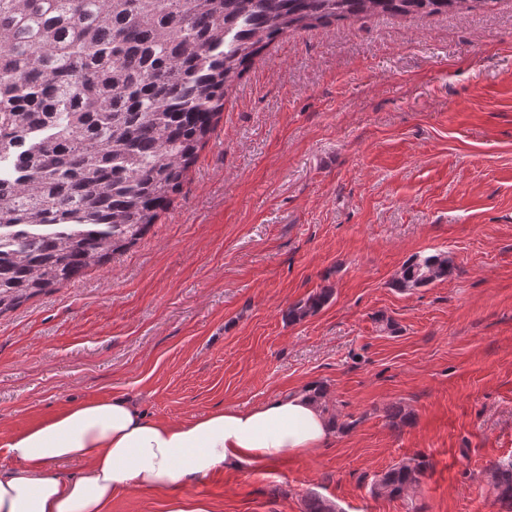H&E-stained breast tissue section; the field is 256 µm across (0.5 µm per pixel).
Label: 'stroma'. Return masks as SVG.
<instances>
[{
    "mask_svg": "<svg viewBox=\"0 0 512 512\" xmlns=\"http://www.w3.org/2000/svg\"><path fill=\"white\" fill-rule=\"evenodd\" d=\"M454 275L394 288L419 253ZM333 291L297 324L288 305ZM326 388L310 454L227 466L108 512H503L512 459V0L289 33L234 82L180 191L136 244L0 315V442L58 408L127 395L183 422ZM401 404L412 421L392 425ZM432 465L412 493L371 492ZM430 464L418 454L393 465L374 482L372 493L377 496L399 497L409 490H415L422 483ZM489 487L497 502L512 511V460L491 462L485 468Z\"/></svg>",
    "mask_w": 512,
    "mask_h": 512,
    "instance_id": "1",
    "label": "stroma"
}]
</instances>
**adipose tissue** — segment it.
I'll return each instance as SVG.
<instances>
[{
  "mask_svg": "<svg viewBox=\"0 0 512 512\" xmlns=\"http://www.w3.org/2000/svg\"><path fill=\"white\" fill-rule=\"evenodd\" d=\"M334 429L309 391L182 423L151 421L125 397L90 398L0 443V512H106L130 489L179 490L224 466L276 463L324 446ZM79 460L75 477L58 464Z\"/></svg>",
  "mask_w": 512,
  "mask_h": 512,
  "instance_id": "ef3b65f1",
  "label": "adipose tissue"
}]
</instances>
